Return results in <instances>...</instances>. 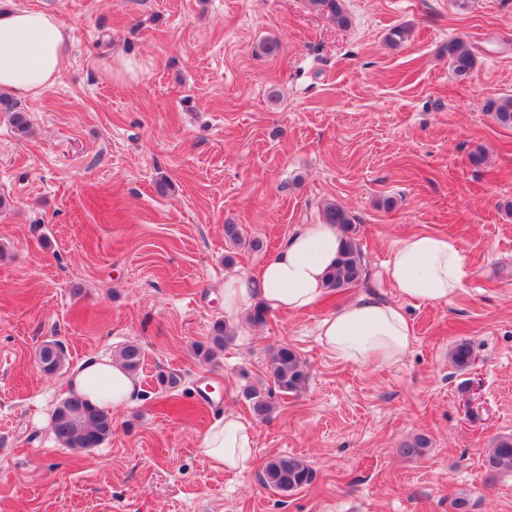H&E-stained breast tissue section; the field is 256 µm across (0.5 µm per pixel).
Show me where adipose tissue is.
<instances>
[{
	"label": "adipose tissue",
	"instance_id": "ef3b65f1",
	"mask_svg": "<svg viewBox=\"0 0 512 512\" xmlns=\"http://www.w3.org/2000/svg\"><path fill=\"white\" fill-rule=\"evenodd\" d=\"M66 46L67 35L49 12L0 10V89L20 96L42 94L55 83ZM341 247L335 225H299L256 274L225 276V319L239 322L258 303L284 315L318 304L327 295L325 278ZM468 274L466 257L455 238L409 234L391 247L384 266V278L400 294V302L363 292L320 321L319 341L341 362L397 365L409 355L413 342L403 302H451ZM69 382L75 393L107 411L135 403L141 393L135 378L112 357L103 355L85 358L71 372ZM255 444L252 426L227 412L207 428L198 452L214 468L240 473L251 466Z\"/></svg>",
	"mask_w": 512,
	"mask_h": 512
}]
</instances>
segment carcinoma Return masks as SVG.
I'll use <instances>...</instances> for the list:
<instances>
[{
  "label": "carcinoma",
  "mask_w": 512,
  "mask_h": 512,
  "mask_svg": "<svg viewBox=\"0 0 512 512\" xmlns=\"http://www.w3.org/2000/svg\"><path fill=\"white\" fill-rule=\"evenodd\" d=\"M319 10L327 13L334 24L347 27L350 24L341 0H311ZM449 66L454 76L467 79L476 67L477 57L470 46L455 39L448 42L446 48ZM485 109L500 125L512 127V96L490 98ZM0 113L8 120L19 135L30 131L28 113L20 107L8 93L0 91ZM320 219L325 224L339 227L343 235V246L336 267L326 276L325 287L328 295H338L365 281L367 269L358 238L353 228V218L349 211L337 202H326L320 209ZM224 241L232 247L247 244L243 228L238 224L224 225ZM235 339V329L217 321L212 328V336L205 343L195 346V356L205 362H214L224 351V347ZM451 362L464 370L472 365V351L466 342L457 344L450 355ZM117 359L131 373L139 370L143 350L139 343L129 342L121 348ZM38 361L43 372L53 374L67 361L63 342L49 340L38 350ZM270 381L273 388L252 387L245 393L252 415L266 419L273 411V391L288 395L297 393L307 380L305 363L290 346L282 344L272 350L270 355ZM51 429L55 439L65 448L85 450L102 445L112 435V414L105 412L79 395L63 399L55 408ZM430 447L429 439L424 435H415L403 440L396 453L405 458H419ZM486 472L493 476L512 473V436L495 438L484 459ZM260 483L282 493H289L309 485L312 471L300 458L280 455L269 459L259 476Z\"/></svg>",
  "instance_id": "1"
}]
</instances>
